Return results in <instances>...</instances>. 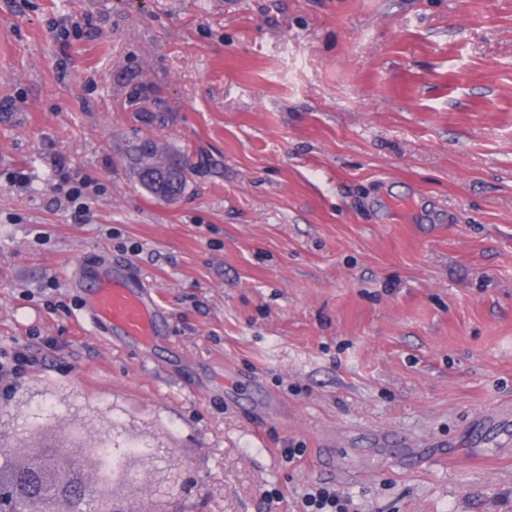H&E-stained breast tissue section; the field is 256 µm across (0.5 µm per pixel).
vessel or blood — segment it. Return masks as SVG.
<instances>
[{"mask_svg":"<svg viewBox=\"0 0 512 512\" xmlns=\"http://www.w3.org/2000/svg\"><path fill=\"white\" fill-rule=\"evenodd\" d=\"M81 299L79 324L98 336L117 335L140 347L157 341L163 312L156 294L141 277L113 269L110 258L77 264L69 277ZM480 435L495 433L500 448L512 444V414L488 409L478 420Z\"/></svg>","mask_w":512,"mask_h":512,"instance_id":"1","label":"vessel or blood"}]
</instances>
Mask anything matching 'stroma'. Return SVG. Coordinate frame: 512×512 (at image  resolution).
<instances>
[{"label":"stroma","instance_id":"1","mask_svg":"<svg viewBox=\"0 0 512 512\" xmlns=\"http://www.w3.org/2000/svg\"><path fill=\"white\" fill-rule=\"evenodd\" d=\"M141 135L193 163L183 198L131 181ZM106 253L166 310L151 360L76 321L71 269ZM22 347L0 433L141 447L126 512H298L315 483L512 512V447L469 434L512 409V0H0Z\"/></svg>","mask_w":512,"mask_h":512}]
</instances>
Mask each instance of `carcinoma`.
Masks as SVG:
<instances>
[{
	"instance_id": "carcinoma-1",
	"label": "carcinoma",
	"mask_w": 512,
	"mask_h": 512,
	"mask_svg": "<svg viewBox=\"0 0 512 512\" xmlns=\"http://www.w3.org/2000/svg\"><path fill=\"white\" fill-rule=\"evenodd\" d=\"M128 167L148 194L172 201L182 196L194 170L189 160L167 154L150 138L128 146ZM37 445H7L0 436V512H122L112 506V484L127 476L131 453L110 441L89 445L78 437L62 446L30 427Z\"/></svg>"
}]
</instances>
